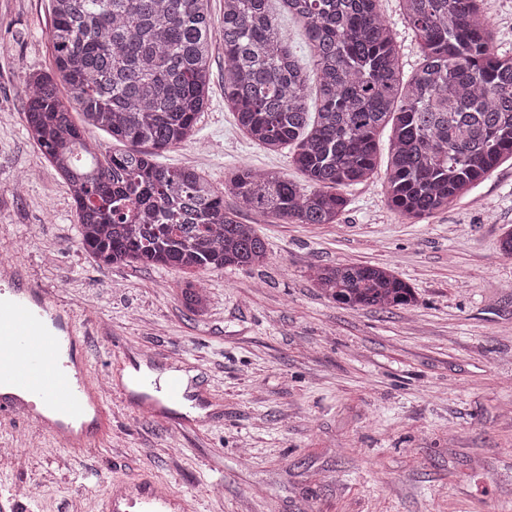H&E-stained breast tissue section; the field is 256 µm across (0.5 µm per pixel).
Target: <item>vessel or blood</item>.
<instances>
[{
	"mask_svg": "<svg viewBox=\"0 0 512 512\" xmlns=\"http://www.w3.org/2000/svg\"><path fill=\"white\" fill-rule=\"evenodd\" d=\"M85 333L57 293L17 267L0 268V419L17 417L60 447H90L111 424L107 393L79 350ZM172 512L166 489L147 479H113L95 512Z\"/></svg>",
	"mask_w": 512,
	"mask_h": 512,
	"instance_id": "obj_1",
	"label": "vessel or blood"
}]
</instances>
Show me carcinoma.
I'll use <instances>...</instances> for the list:
<instances>
[{"label":"carcinoma","instance_id":"cac0c4a2","mask_svg":"<svg viewBox=\"0 0 512 512\" xmlns=\"http://www.w3.org/2000/svg\"><path fill=\"white\" fill-rule=\"evenodd\" d=\"M50 2L54 69L26 80L27 131L73 192L80 244L103 265L190 273L260 265L266 242L240 212L263 221L336 223L348 204L343 190L373 176L377 136L387 126L384 193L397 215L414 222L448 209L512 158V55L496 49L483 0H399L422 53L408 80L379 0H279L303 22L309 41L314 113L307 75L280 35L270 0H224V104L256 144L291 148L307 185L238 166L222 191L194 168L154 160V152L191 138L207 105L208 0ZM76 109L81 126L72 119ZM93 128L129 148L91 154ZM89 156L94 175H77ZM226 192L237 207H224ZM312 278L351 307L413 300L409 284L387 267L317 266ZM181 298L194 313L206 300L193 281Z\"/></svg>","mask_w":512,"mask_h":512}]
</instances>
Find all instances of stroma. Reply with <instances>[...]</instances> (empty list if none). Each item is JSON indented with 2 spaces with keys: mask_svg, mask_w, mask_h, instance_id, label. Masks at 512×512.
<instances>
[{
  "mask_svg": "<svg viewBox=\"0 0 512 512\" xmlns=\"http://www.w3.org/2000/svg\"><path fill=\"white\" fill-rule=\"evenodd\" d=\"M405 73L420 47L398 0H380ZM50 0H0V258L25 267L85 326L98 380L119 371L188 374L204 406L135 413L112 394L103 440L73 455L21 422L0 423V494L43 491L18 512H93L113 477H151L195 512H512V159L470 194L417 223L382 189L388 131L373 177L350 186L334 224H255L265 264L201 274L203 313L180 301L175 268L98 263L75 207L25 126V79L49 71ZM209 106L191 140L158 155L214 186L245 163L302 174L288 150L248 139L224 103V46L213 39ZM386 266L414 299L386 310L327 298L312 266Z\"/></svg>",
  "mask_w": 512,
  "mask_h": 512,
  "instance_id": "1",
  "label": "stroma"
}]
</instances>
